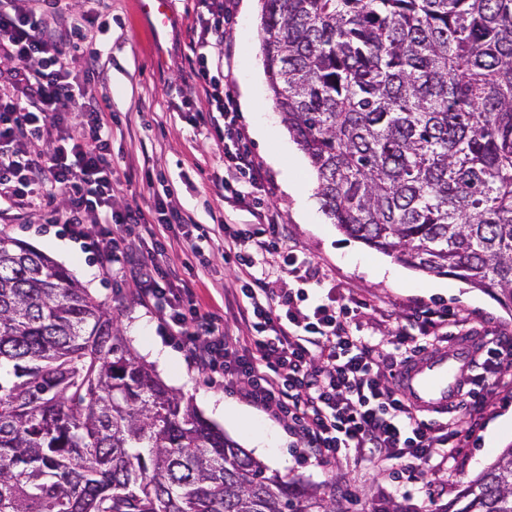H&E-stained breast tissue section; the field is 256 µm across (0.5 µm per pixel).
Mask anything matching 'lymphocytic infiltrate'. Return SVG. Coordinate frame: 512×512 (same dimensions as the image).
I'll return each instance as SVG.
<instances>
[{"label":"lymphocytic infiltrate","instance_id":"lymphocytic-infiltrate-1","mask_svg":"<svg viewBox=\"0 0 512 512\" xmlns=\"http://www.w3.org/2000/svg\"><path fill=\"white\" fill-rule=\"evenodd\" d=\"M112 0H0V203L52 205L50 221L96 250L115 271L131 265L107 227L134 225L141 236L184 223L181 211L159 199L155 220L140 208L112 200V127L92 85ZM224 0H199L194 26L199 48L193 96L221 116L207 135L224 154V190L250 200L253 221L224 220V255L237 263L248 334L243 344L202 313L178 268L157 258L135 268L143 297L193 365L225 388L240 391L263 410L288 419L302 458H354L396 479H414L417 464H447L466 446L467 430L423 419L401 396L395 374L405 356L384 351L362 334L365 301L335 299L309 305L302 291L279 290L267 254L283 256L282 269L301 281L322 282L318 266L292 249L274 208L261 201L265 184L243 142L237 103L225 83ZM132 266V265H131ZM448 310L422 311L417 325L397 322V345L414 347L448 322ZM480 368L461 395L479 419L487 386H501L512 371V341L491 337L480 348Z\"/></svg>","mask_w":512,"mask_h":512}]
</instances>
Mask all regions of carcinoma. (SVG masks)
I'll list each match as a JSON object with an SVG mask.
<instances>
[{"mask_svg":"<svg viewBox=\"0 0 512 512\" xmlns=\"http://www.w3.org/2000/svg\"><path fill=\"white\" fill-rule=\"evenodd\" d=\"M261 50L332 223L511 307L512 0H262ZM355 503L270 470L164 384L65 268L0 234V512ZM434 512H512V445Z\"/></svg>","mask_w":512,"mask_h":512,"instance_id":"1","label":"carcinoma"}]
</instances>
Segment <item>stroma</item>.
<instances>
[{
	"instance_id": "1",
	"label": "stroma",
	"mask_w": 512,
	"mask_h": 512,
	"mask_svg": "<svg viewBox=\"0 0 512 512\" xmlns=\"http://www.w3.org/2000/svg\"><path fill=\"white\" fill-rule=\"evenodd\" d=\"M195 2L168 0V22L158 33L151 19L139 11L137 0H112L110 29L100 37L101 78L94 92L110 103L118 117L112 127L118 205L146 210L154 199L168 197L204 229V238L198 239L193 250L176 246L180 225L166 229L164 236L173 244L169 258L193 289L201 310L233 333L237 330L239 284L235 264L225 263L222 252L221 226L225 213L231 212L222 188V152L207 137L211 114L206 100L187 102L180 94L181 88L193 81ZM227 2L230 29L224 72L238 104L241 133L269 189L265 202L278 209L289 244L318 264L325 275L321 287L301 285L288 275L280 278L279 287L305 288L312 299L331 293L341 304L352 297L362 299L370 306L366 321L379 334L388 333L398 318L446 307L453 312L449 334L464 328L512 339V309L494 296L453 275L435 276L409 268L331 224L316 193V173L289 134L268 87L260 48L261 0ZM259 125L267 129L265 138L254 134ZM290 180L304 191L306 208H299L288 192ZM234 215L241 223L248 218L244 211ZM0 233L29 244L66 268L75 280L84 281L93 297L111 307L124 339L143 359H150L153 344L161 343L172 363L156 366V374L190 398L195 409L213 419L228 437L253 452L257 449L255 430L272 434L273 450L260 460L288 478L326 486L342 475L363 503L391 497L410 506L442 505L454 499L461 485L474 479L503 448L512 445L511 426L494 438L488 433L491 422L512 410V391L497 387L487 392L484 414L469 448L460 451L448 467L420 468L418 481L398 487L389 473L367 463L301 460L285 422L211 384L190 365L186 352L169 338L158 313L141 302L134 276L106 274L96 255L81 250L65 225L47 223L36 205L0 211ZM381 265L397 270L399 280L378 277L375 270ZM211 400L224 403L228 414L214 416L207 406Z\"/></svg>"
}]
</instances>
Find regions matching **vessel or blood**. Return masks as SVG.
Instances as JSON below:
<instances>
[{"label":"vessel or blood","instance_id":"b4317fda","mask_svg":"<svg viewBox=\"0 0 512 512\" xmlns=\"http://www.w3.org/2000/svg\"><path fill=\"white\" fill-rule=\"evenodd\" d=\"M476 340L460 341L452 354L425 353L402 367L397 387L414 408L442 413L460 399L474 366Z\"/></svg>","mask_w":512,"mask_h":512}]
</instances>
